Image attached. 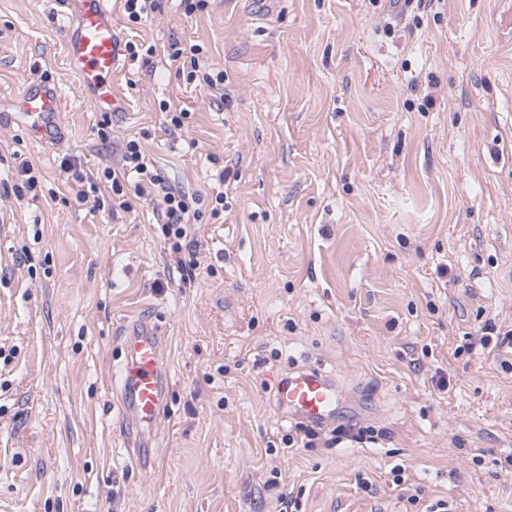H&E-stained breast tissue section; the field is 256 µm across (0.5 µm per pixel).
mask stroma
I'll list each match as a JSON object with an SVG mask.
<instances>
[{
	"label": "stroma",
	"mask_w": 512,
	"mask_h": 512,
	"mask_svg": "<svg viewBox=\"0 0 512 512\" xmlns=\"http://www.w3.org/2000/svg\"><path fill=\"white\" fill-rule=\"evenodd\" d=\"M110 2L118 39L157 51L120 55L129 108L107 117L66 65L59 0H0V99L34 78L64 99L57 142L0 121V180L24 160L37 179L0 193V506L512 512V369L478 344L512 329V0H161L139 23ZM174 39L202 47L194 81ZM130 139L201 199L192 280L157 193L111 211L69 192L62 160L116 167ZM136 317L172 388L132 456L107 372ZM304 366L349 407L289 448L272 395Z\"/></svg>",
	"instance_id": "1"
}]
</instances>
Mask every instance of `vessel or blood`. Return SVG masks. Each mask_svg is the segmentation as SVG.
Instances as JSON below:
<instances>
[{"label":"vessel or blood","mask_w":512,"mask_h":512,"mask_svg":"<svg viewBox=\"0 0 512 512\" xmlns=\"http://www.w3.org/2000/svg\"><path fill=\"white\" fill-rule=\"evenodd\" d=\"M72 10L66 27L68 66L76 72L90 103L104 112H123L128 102L115 82L122 51L112 25L108 0H65ZM62 95L58 86L30 80L12 99L0 100V114L21 115L36 136L58 140ZM123 350L112 371L119 415L125 427L123 442L141 447L156 431L168 404L171 375L164 363L165 340L155 326L137 320L118 331ZM344 387L335 374L305 366L280 380L273 397L276 408L290 417L324 425L341 411Z\"/></svg>","instance_id":"vessel-or-blood-1"}]
</instances>
